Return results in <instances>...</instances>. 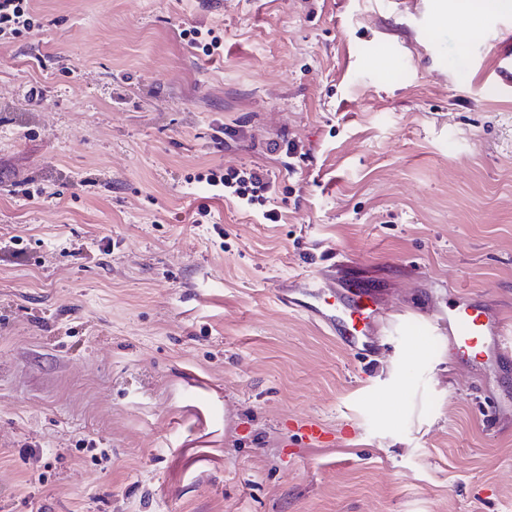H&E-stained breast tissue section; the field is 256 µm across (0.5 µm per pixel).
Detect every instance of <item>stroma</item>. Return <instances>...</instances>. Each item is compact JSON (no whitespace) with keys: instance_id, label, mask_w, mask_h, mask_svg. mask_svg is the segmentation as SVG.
<instances>
[{"instance_id":"stroma-1","label":"stroma","mask_w":512,"mask_h":512,"mask_svg":"<svg viewBox=\"0 0 512 512\" xmlns=\"http://www.w3.org/2000/svg\"><path fill=\"white\" fill-rule=\"evenodd\" d=\"M448 2L30 0L0 37V512H512L492 366L393 329L367 361L274 301L340 254L389 319L512 308V98L470 84L512 10L472 0L462 41ZM257 167L279 223L200 179ZM206 34L210 37V40L202 38L203 33L198 28L185 29L183 32V36L187 38L188 43L201 49L204 54L211 55L220 49L222 43L217 35H212V30H207Z\"/></svg>"}]
</instances>
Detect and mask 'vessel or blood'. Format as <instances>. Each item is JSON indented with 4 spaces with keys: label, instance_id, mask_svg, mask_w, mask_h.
Masks as SVG:
<instances>
[{
    "label": "vessel or blood",
    "instance_id": "b4317fda",
    "mask_svg": "<svg viewBox=\"0 0 512 512\" xmlns=\"http://www.w3.org/2000/svg\"><path fill=\"white\" fill-rule=\"evenodd\" d=\"M495 66L490 73L477 74V84L492 81L512 86V25H504L499 36L490 43ZM335 268L320 271L314 277H294L275 291L279 305L292 312L306 315L309 320L334 338L339 346L356 355L374 360L383 348L380 341L384 324L360 328L357 316L367 311L372 300L364 288L336 289V301L326 304L322 293L335 280ZM429 328L447 335L448 348L455 357L466 359L473 374H480L483 365L497 367L512 376V314L490 313L485 304L465 302L449 310L447 315L432 318Z\"/></svg>",
    "mask_w": 512,
    "mask_h": 512
}]
</instances>
